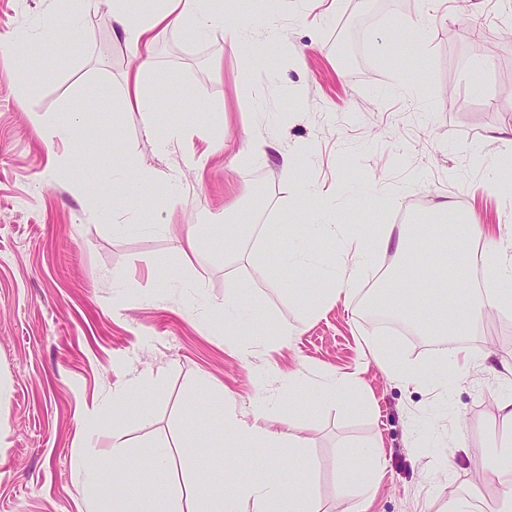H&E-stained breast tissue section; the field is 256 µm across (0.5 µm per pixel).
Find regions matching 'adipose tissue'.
I'll return each mask as SVG.
<instances>
[{"mask_svg": "<svg viewBox=\"0 0 512 512\" xmlns=\"http://www.w3.org/2000/svg\"><path fill=\"white\" fill-rule=\"evenodd\" d=\"M241 9L237 19L224 18V0H141L139 9H132L130 0H112V20L115 34L133 51L138 64L125 76L123 98L126 108L141 112L150 106L144 95V76L154 56L158 37L170 30H186L201 36L212 29L224 30V46L244 54L251 46L246 17L258 15L275 20L282 11L283 0H237ZM58 9L49 15L34 36V42L48 50H56L60 27L70 25L74 7L90 10L96 0H58ZM33 122L51 136L68 140L75 150L85 146L84 113L73 107L65 117L49 119L35 115ZM112 177L115 211H132L143 191L158 179L155 170L142 166L134 157L124 165L106 173L87 170L82 174L85 185H99ZM313 235L319 246L308 249L304 244L280 251L275 257L276 269L297 273L313 272L316 283L312 292H294L290 298L307 311H318L323 305L345 295L347 286L360 279L374 262L376 255L396 244L403 252L430 249L432 242L422 236L409 241H392L388 226H377L373 233L352 239L336 224L318 221ZM490 288L475 294L468 306L453 307L448 303L446 286L433 285L428 274L418 272L415 264L405 265L400 274L401 289L393 299L374 298L373 305L387 313H404L416 289L428 291L429 299L418 316L423 331L446 327L448 335L464 336L479 327L487 310L512 308V257L502 248L488 254ZM497 415L507 431L492 443V450L473 468L482 485L493 490L495 500L491 512H512V395L503 398L496 407ZM254 449L289 448L300 452L306 439L294 431L289 418L272 421L267 407L257 404L251 421H243L234 412H227L222 421L193 430L182 454L197 464H205L203 449L226 451L236 455L241 445ZM111 468L122 476L127 490L112 493L99 483L101 468ZM82 482L88 490L84 497L85 512H239L247 506L249 512H320L310 481L292 478L270 482L258 475H246L234 483L231 490L198 479L174 480L175 460L167 446L155 445L145 456L133 452L126 438L112 436V446L106 450L89 449L78 463Z\"/></svg>", "mask_w": 512, "mask_h": 512, "instance_id": "1", "label": "adipose tissue"}]
</instances>
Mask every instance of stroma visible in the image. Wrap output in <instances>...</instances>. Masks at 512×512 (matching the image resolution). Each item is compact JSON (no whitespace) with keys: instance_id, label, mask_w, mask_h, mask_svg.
I'll list each match as a JSON object with an SVG mask.
<instances>
[{"instance_id":"obj_1","label":"stroma","mask_w":512,"mask_h":512,"mask_svg":"<svg viewBox=\"0 0 512 512\" xmlns=\"http://www.w3.org/2000/svg\"><path fill=\"white\" fill-rule=\"evenodd\" d=\"M56 7L0 0V512H82L77 460L112 445L93 425L99 413L141 455L156 442L177 454L194 422H218L231 408L245 419L260 402L311 424L302 456L245 449L235 461L216 456L198 478L229 485L249 469L275 480L266 467L274 455L315 483L321 512H350L361 500L366 512H441L458 494L490 504L471 466L503 430L494 410L511 388L500 370L512 365V321L491 315L466 344L474 362L457 372L431 337L414 344L371 325L372 294L406 261L398 250L316 316L289 298L296 273L270 282L265 260L314 245L308 227L321 207L360 230L390 225L396 238L443 201L454 205L453 228L468 218L512 223L495 189L512 182V140L496 134L512 127V0H288L284 41H266L265 20L249 19L255 63L225 51L222 28L203 38L167 32L145 90L154 112L186 134L164 153L145 113L123 106L132 52L116 40L109 8L61 28L59 40L80 51L39 55L41 80L20 91L30 58L11 40ZM420 18L432 30L424 48L383 65V37L410 41ZM90 85L103 93L76 157L36 132L30 113L60 116ZM259 136L276 144L263 161L246 154ZM283 150L302 158L295 180L335 188V198L292 207ZM122 154L161 174L125 228L113 224L109 190L84 188L77 173ZM228 195L248 226L203 237L182 257L176 237L223 224ZM239 282L248 291L225 308ZM283 326L291 340L279 336ZM372 338L418 363L421 380L404 385L364 360ZM298 372L356 373V394L320 405L309 388L289 392ZM341 457L357 470L375 466L370 497L338 485Z\"/></svg>"}]
</instances>
